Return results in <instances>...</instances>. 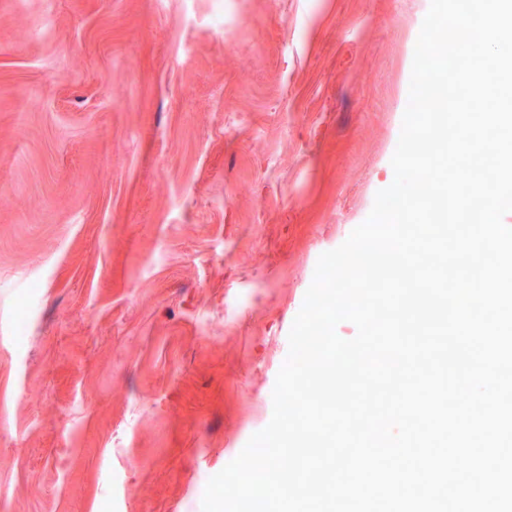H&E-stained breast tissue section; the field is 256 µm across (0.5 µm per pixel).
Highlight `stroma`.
<instances>
[{
    "mask_svg": "<svg viewBox=\"0 0 512 512\" xmlns=\"http://www.w3.org/2000/svg\"><path fill=\"white\" fill-rule=\"evenodd\" d=\"M429 6L0 0V512H202L394 179Z\"/></svg>",
    "mask_w": 512,
    "mask_h": 512,
    "instance_id": "1",
    "label": "stroma"
}]
</instances>
